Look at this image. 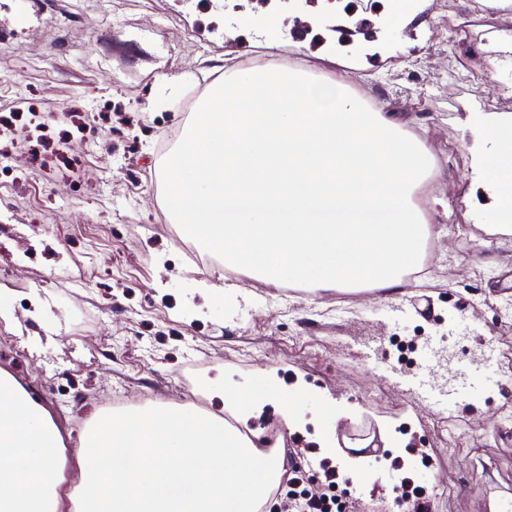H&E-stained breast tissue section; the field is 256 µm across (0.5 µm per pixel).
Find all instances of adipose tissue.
<instances>
[{
	"label": "adipose tissue",
	"instance_id": "obj_1",
	"mask_svg": "<svg viewBox=\"0 0 512 512\" xmlns=\"http://www.w3.org/2000/svg\"><path fill=\"white\" fill-rule=\"evenodd\" d=\"M470 131L484 231L512 238V113H472ZM286 471L282 455L190 406L95 416L68 460L49 411L0 369V512H269Z\"/></svg>",
	"mask_w": 512,
	"mask_h": 512
}]
</instances>
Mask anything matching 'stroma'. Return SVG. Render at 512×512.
I'll return each instance as SVG.
<instances>
[{"mask_svg":"<svg viewBox=\"0 0 512 512\" xmlns=\"http://www.w3.org/2000/svg\"><path fill=\"white\" fill-rule=\"evenodd\" d=\"M0 0V103L21 100L52 122L36 152L0 137V158L26 155L12 190L0 189V368L52 414L71 452L114 392L132 408L183 404L228 419L222 393L258 377L276 394L248 429L279 424L297 399L295 448L354 465L366 440L384 445L372 470L411 477L429 452L442 472L430 512H486L512 494V400L493 396L437 416L389 382L378 362L400 364L399 345L440 337L448 356L471 361L475 340L448 317L468 315L512 347V239L486 237L481 199L463 203L470 111L505 112L512 45L501 26H464L454 0H416L395 39L388 0ZM282 18L268 42L266 10ZM254 22L242 28L241 14ZM373 23L380 51L317 57L335 24ZM297 58L317 77L347 76L371 109L404 116L434 158L422 198L443 261L394 297L400 323L378 297L280 291L248 274L226 287L223 268L201 274L185 260L157 177L162 142L180 131L209 87L244 61ZM82 134H75V126ZM462 230H453L455 222ZM44 303L34 315L31 301ZM394 337L398 346L377 348Z\"/></svg>","mask_w":512,"mask_h":512,"instance_id":"35a3bbf8","label":"stroma"}]
</instances>
